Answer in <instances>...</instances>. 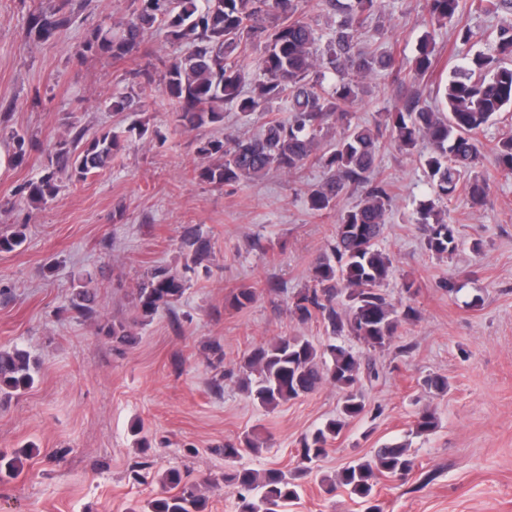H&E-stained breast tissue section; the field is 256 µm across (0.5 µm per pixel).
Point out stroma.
Instances as JSON below:
<instances>
[{
	"instance_id": "35a3bbf8",
	"label": "stroma",
	"mask_w": 512,
	"mask_h": 512,
	"mask_svg": "<svg viewBox=\"0 0 512 512\" xmlns=\"http://www.w3.org/2000/svg\"><path fill=\"white\" fill-rule=\"evenodd\" d=\"M131 9L132 0H98L96 11L80 12L70 29L36 42L27 35V5L0 0V113H8V128L27 131L41 145L23 165L0 172V199L40 174L45 145L64 137L71 123L150 129L129 137L110 169L65 186L46 207L0 211V235L20 225L26 234L20 247L0 252V348L21 345L38 363L33 385L0 402V451L33 449L21 476L0 480V512H131L161 495L158 478L171 469L213 478L208 512H237L224 486L225 442L258 438L259 452L245 453L240 465L292 473L299 439L341 405L328 383L272 411L239 386V367L256 344L280 336L329 341L320 321L302 322L290 311L335 233L337 210L317 215L307 205L324 169H273L233 186L193 178L201 141L218 133L258 136L267 121L288 118L284 100L247 120L225 105L219 132L177 127L160 90L136 112H109L112 92L136 87L133 69L161 79L183 52L160 27L133 66L77 54L90 28L106 17L120 21ZM369 24L381 29L369 49L409 60L432 30L438 54L432 71L402 83L383 72L364 77L367 92L351 110L353 122L374 125L379 112L402 107L412 90L434 105L436 90L460 62L452 26L432 28L423 0H384ZM424 150L420 144L407 152L383 139L374 172L391 195L380 241L392 260L385 291L419 317L401 324L389 349L374 352L380 377L363 385L366 414L300 477L289 512H364L347 488L329 493L321 480L395 439L409 441L415 467L404 478L380 479L382 512H512V174L486 154L479 172L490 185L487 199L477 207L462 193L448 201L446 219L461 245L452 257L438 256L415 222L429 196L419 161ZM188 226L211 241L207 265L189 272L183 298L147 322L134 345L113 344L106 330L134 317L143 275L190 263L182 244ZM87 277L98 288V306L84 320L69 303ZM242 287L255 288L256 299L232 308ZM214 343L224 353L217 369L209 361ZM220 369L225 377L217 391L211 381ZM429 374L447 377V393L424 390ZM424 406L439 426L411 435ZM136 422L143 425L138 437L131 431Z\"/></svg>"
}]
</instances>
